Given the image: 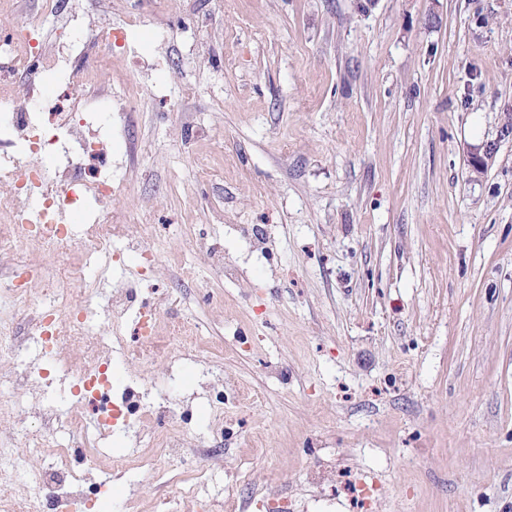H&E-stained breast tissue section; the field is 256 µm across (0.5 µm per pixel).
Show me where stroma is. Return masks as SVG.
Returning <instances> with one entry per match:
<instances>
[{
    "mask_svg": "<svg viewBox=\"0 0 512 512\" xmlns=\"http://www.w3.org/2000/svg\"><path fill=\"white\" fill-rule=\"evenodd\" d=\"M133 9L155 70L122 197L161 215L144 295L174 291L222 345L224 405L198 396L185 429L223 468L189 497L197 449H150L164 482L113 480L93 512H512V0H112L108 19ZM70 361L0 399H61ZM43 435L0 421L29 470Z\"/></svg>",
    "mask_w": 512,
    "mask_h": 512,
    "instance_id": "35a3bbf8",
    "label": "stroma"
}]
</instances>
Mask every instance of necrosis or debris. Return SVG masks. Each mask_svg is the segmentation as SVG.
Masks as SVG:
<instances>
[{"label": "necrosis or debris", "mask_w": 512, "mask_h": 512, "mask_svg": "<svg viewBox=\"0 0 512 512\" xmlns=\"http://www.w3.org/2000/svg\"><path fill=\"white\" fill-rule=\"evenodd\" d=\"M85 17L82 0H32L27 9L19 0H0V303L8 309L21 307L32 282L46 283L50 290L29 318L34 340L54 361L64 348L81 345L89 362L67 413L37 401L0 400V418L32 417L47 431L61 424L83 439L78 448L35 443L50 465L32 472L35 493L0 483V501L10 512H88L91 494L86 487L99 494L107 491L101 471L75 466L76 458L94 460L100 454L98 436L86 432L88 411H95L99 424L121 426L133 441L147 435L149 445L167 449L174 458L189 444L180 428L184 400L179 386H143L127 378L123 361L108 353L112 339L100 334L89 295L73 289L74 283L85 281L91 259L116 266L132 251L142 266L155 262L131 235L135 227L153 234L154 216H137L118 204L120 179L109 162L113 115L132 111L151 73L147 58L132 55L127 40L142 18L130 12L121 24L112 25L89 23ZM115 68L120 92L112 96L103 91L104 75ZM49 73L69 88L64 100H54L47 90ZM98 111L104 112L106 123L99 135L89 130V116ZM62 210L79 214L87 225L81 242L87 261L38 266L28 258L31 241L51 251L69 245L71 229L56 220ZM121 240L127 243L126 252L108 251V244ZM141 286L133 278L113 289L107 305L113 321L135 311L139 339L150 345L161 342L172 353L181 351L191 324L170 317L165 340H158L156 313L140 301Z\"/></svg>", "instance_id": "obj_1"}]
</instances>
